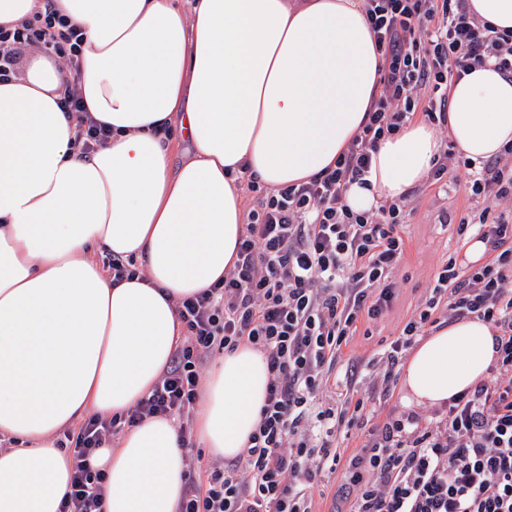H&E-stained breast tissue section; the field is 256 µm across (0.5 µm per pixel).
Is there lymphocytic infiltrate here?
<instances>
[{"label": "lymphocytic infiltrate", "mask_w": 512, "mask_h": 512, "mask_svg": "<svg viewBox=\"0 0 512 512\" xmlns=\"http://www.w3.org/2000/svg\"><path fill=\"white\" fill-rule=\"evenodd\" d=\"M383 66L378 94L347 151L308 182L267 190L247 179L256 202L233 269L211 288L177 307L184 337L165 373L133 410L84 421L67 435L74 468L60 512H103L106 475L88 456L108 435L144 418L177 423L191 446L202 370L217 353L250 343L266 360L269 381L249 446L230 464L204 468L205 480L188 479L180 512H312L322 471L341 472L352 496L349 512H512V212L494 202L512 199V144L500 160L469 171L472 199L481 209L461 219L457 233H476L490 262L461 275L449 256L423 307L405 324L386 355L395 367L413 337L448 319L475 317L495 329V361L486 379L426 415L391 416L369 433L359 453L342 456L334 435L364 424L362 403L326 399L341 349L360 318L374 320L395 295L394 273L406 252L397 228L399 203L356 213L345 204L350 184L371 168L386 137L415 112L438 127L448 124L452 82L488 61L512 74V31L496 30L471 13L468 0H362ZM81 31L58 14L52 0H37L31 17L0 28V82L19 74L31 47L80 68ZM428 100H421L423 91ZM58 105L73 121L82 153L103 144L108 128L92 118L73 81L63 82Z\"/></svg>", "instance_id": "lymphocytic-infiltrate-1"}]
</instances>
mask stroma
<instances>
[{
	"mask_svg": "<svg viewBox=\"0 0 512 512\" xmlns=\"http://www.w3.org/2000/svg\"><path fill=\"white\" fill-rule=\"evenodd\" d=\"M404 203L406 218L399 233L407 248L395 273L394 302L379 319L360 322L355 335L342 348L343 359L366 364L352 397L363 400L367 426L336 436L339 448L349 454L366 445L369 429L381 426L391 411L402 410L401 377L396 374L391 382H384V357L391 342L428 298L449 255L464 253L467 246L465 238L457 234L460 218L474 208L463 170L449 172L440 179L427 176L405 197Z\"/></svg>",
	"mask_w": 512,
	"mask_h": 512,
	"instance_id": "35a3bbf8",
	"label": "stroma"
}]
</instances>
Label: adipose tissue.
I'll list each match as a JSON object with an SVG mask.
<instances>
[{
    "instance_id": "1",
    "label": "adipose tissue",
    "mask_w": 512,
    "mask_h": 512,
    "mask_svg": "<svg viewBox=\"0 0 512 512\" xmlns=\"http://www.w3.org/2000/svg\"><path fill=\"white\" fill-rule=\"evenodd\" d=\"M84 37L76 87L112 129L74 144L50 55L0 83V512H59L72 455L56 445L92 414L133 408L182 334L178 301L223 280L245 232L240 178L276 190L347 150L382 58L361 0H54ZM171 137H164L163 128ZM448 135L473 162L512 141V78L495 62L452 84ZM187 158L173 165L175 142ZM440 142L421 120L382 141L357 212L404 198ZM145 270L114 282L98 255ZM494 332L475 318L432 330L402 370L404 404L441 405L488 374ZM268 372L251 345L224 353L198 400L207 454L230 460L259 422ZM104 512H179L187 470L172 419H145L88 459Z\"/></svg>"
}]
</instances>
